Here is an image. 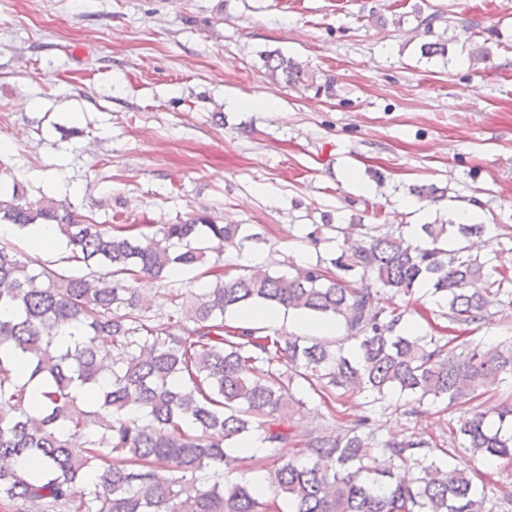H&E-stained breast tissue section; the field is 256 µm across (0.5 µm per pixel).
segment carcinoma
I'll list each match as a JSON object with an SVG mask.
<instances>
[{"mask_svg":"<svg viewBox=\"0 0 512 512\" xmlns=\"http://www.w3.org/2000/svg\"><path fill=\"white\" fill-rule=\"evenodd\" d=\"M271 76L297 82L302 65L269 53ZM419 203L445 190L412 185ZM24 230L55 224L67 261L85 266L67 275L0 244V501L27 512H494L496 502L468 470L440 463L414 433L377 436L371 419L347 428L325 425L304 434L291 418L304 401L294 386L306 381L333 403L367 392L385 412L391 398L464 404L481 390L494 394L512 382V346L486 352L460 349L464 335L492 320L491 309H512V269L493 264L498 250L467 246L488 226L453 220L402 226L315 224L314 245L339 252L279 274L266 266L229 261L207 269L212 286L171 289L168 326L153 323L152 305L127 284L141 273L163 279L173 269L195 270L208 243L224 254L256 238L243 224H214L204 216L178 224H101L63 203L25 197L11 169L0 166V222ZM431 286L438 317L450 336L414 333L408 310L392 297ZM264 306L333 318L337 341L288 337L233 326L229 311ZM78 338L59 344L63 328ZM25 361L28 381L15 376ZM36 380L40 394L29 391ZM452 433L485 461L512 465V405L477 412ZM264 446L271 467L262 497L247 481H226L243 461L250 438ZM294 448L292 456L281 454ZM25 459L29 469L19 467Z\"/></svg>","mask_w":512,"mask_h":512,"instance_id":"cac0c4a2","label":"carcinoma"}]
</instances>
